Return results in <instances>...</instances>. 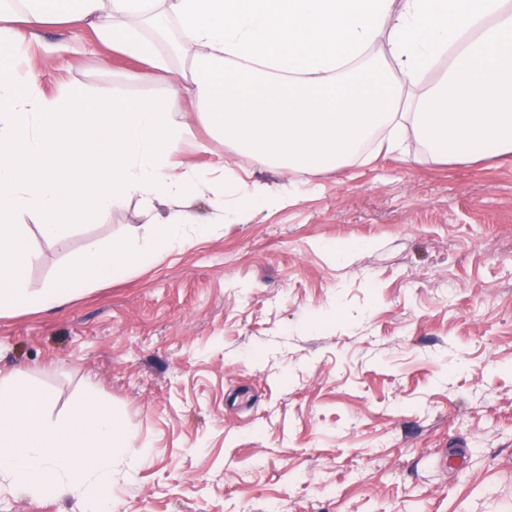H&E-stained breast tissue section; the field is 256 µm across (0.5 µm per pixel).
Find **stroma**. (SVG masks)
Here are the masks:
<instances>
[{
    "label": "stroma",
    "mask_w": 512,
    "mask_h": 512,
    "mask_svg": "<svg viewBox=\"0 0 512 512\" xmlns=\"http://www.w3.org/2000/svg\"><path fill=\"white\" fill-rule=\"evenodd\" d=\"M87 29L47 28L40 87L150 100L136 63L101 66ZM182 159L286 194L232 223L207 183L180 200L210 235L63 305L0 317V368L91 391L150 461L117 460V512H512V155L435 161L413 132L368 163L301 175L213 137ZM138 201L62 245L21 216L29 276L63 277L90 243L145 245Z\"/></svg>",
    "instance_id": "stroma-1"
}]
</instances>
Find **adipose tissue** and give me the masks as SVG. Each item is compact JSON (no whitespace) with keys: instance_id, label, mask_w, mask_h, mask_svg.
<instances>
[{"instance_id":"1","label":"adipose tissue","mask_w":512,"mask_h":512,"mask_svg":"<svg viewBox=\"0 0 512 512\" xmlns=\"http://www.w3.org/2000/svg\"><path fill=\"white\" fill-rule=\"evenodd\" d=\"M58 24L91 30L102 63L114 52L143 63L137 80L163 78L170 96L42 92L21 58ZM176 98L238 150L299 174L340 168L376 141L397 151L409 129L440 161L512 155V0H0V315L71 296L32 284L21 215L54 243L129 199L149 208L195 187ZM220 178L235 206L218 222L282 201L233 171ZM190 222L170 211L144 252L88 247L69 277L92 285L145 253L177 252Z\"/></svg>"}]
</instances>
